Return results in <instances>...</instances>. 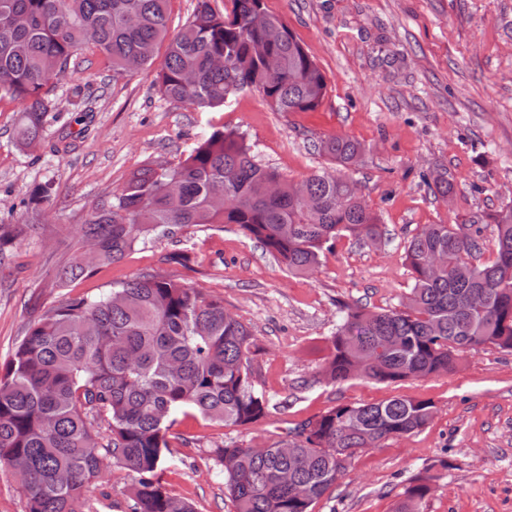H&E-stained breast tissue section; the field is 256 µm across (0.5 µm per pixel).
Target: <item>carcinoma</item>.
Wrapping results in <instances>:
<instances>
[{
  "mask_svg": "<svg viewBox=\"0 0 512 512\" xmlns=\"http://www.w3.org/2000/svg\"><path fill=\"white\" fill-rule=\"evenodd\" d=\"M218 12L197 0L171 32L170 0H0V99L22 105L15 133L41 142L56 111L52 82L75 53L102 54L112 79L154 64L162 97L208 112L255 90L278 112L323 103L324 72L263 0H228ZM266 20H258L259 13ZM334 168L293 181L255 160L246 137L222 127L165 168L149 162L98 202L80 225L93 263L111 264L139 244L189 224H234L288 273L312 276L345 236L375 242L380 218L341 170L364 153L344 135L322 140ZM494 225L492 260L477 261L482 225ZM29 224H1L0 247ZM412 283L400 307L346 304L320 368L328 383L381 384L458 369L486 345L512 353V203L461 224H426L408 242ZM78 253L52 288L90 272ZM252 333L224 300L155 273H141L94 298L68 296L28 329L0 365V468L10 469L26 512H98L91 488L114 466L133 478L130 512H194L162 483L176 416L190 411L248 428L269 413L251 372ZM434 405L393 397L338 405L265 448L216 446L235 512H311L352 457L424 429ZM427 479L405 488L397 512H418Z\"/></svg>",
  "mask_w": 512,
  "mask_h": 512,
  "instance_id": "carcinoma-1",
  "label": "carcinoma"
}]
</instances>
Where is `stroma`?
<instances>
[{"label": "stroma", "mask_w": 512, "mask_h": 512, "mask_svg": "<svg viewBox=\"0 0 512 512\" xmlns=\"http://www.w3.org/2000/svg\"><path fill=\"white\" fill-rule=\"evenodd\" d=\"M327 77L313 112H276L255 91L198 112L164 99L157 70L113 79L102 55L78 51L55 83L56 112L41 148L15 142L21 105L0 100V224L33 232L0 249V363L29 326L65 296L94 297L145 271L222 298L256 340L252 378L273 410L244 431L178 415L168 488L195 512H234L210 457L217 444L261 447L339 404L405 396L432 400L418 433L355 454L312 512H395L405 488L429 477L422 512H512V354L488 346L452 373L389 385L326 383L319 367L342 303L399 306L411 282L409 240L427 224H459L512 202V0H264ZM221 126L243 133L257 161L291 179L327 168L321 139L365 147L350 174L385 234L372 244L339 239L319 271L289 274L233 224L188 225L138 245L65 288H50L78 248L76 229L148 161L175 162ZM445 175L450 200L423 181ZM49 185L50 202L26 205ZM183 264L170 262L175 251Z\"/></svg>", "instance_id": "stroma-1"}]
</instances>
